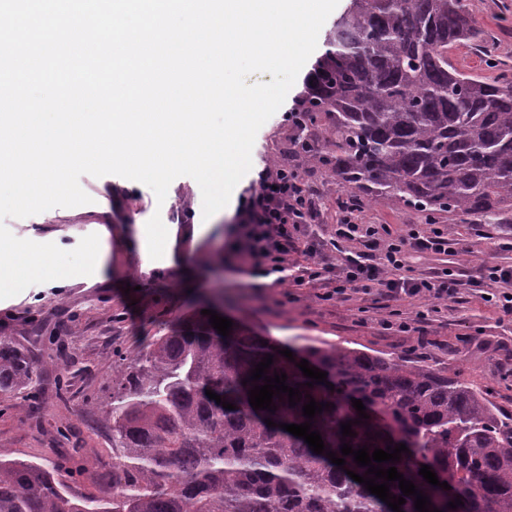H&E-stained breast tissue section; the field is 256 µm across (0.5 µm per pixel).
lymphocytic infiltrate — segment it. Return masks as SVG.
<instances>
[{"mask_svg":"<svg viewBox=\"0 0 512 512\" xmlns=\"http://www.w3.org/2000/svg\"><path fill=\"white\" fill-rule=\"evenodd\" d=\"M339 208L343 217L327 244L303 243L302 230L318 216L312 192L302 179H287L281 170L264 168L241 198L240 220L231 247L254 277H272L276 282L291 281L299 286L309 280L329 281L324 294L328 300L344 298L350 291L367 293L376 288L390 299L405 295L445 302L454 297L459 281L450 269L441 268L423 278L406 274L410 252L447 253L448 235L443 228L413 229L394 238L386 227L359 226L357 204L345 201ZM347 241L358 243V250L341 251V243ZM301 247L310 254L338 250L342 256L337 263L317 262L298 273L289 267L288 255ZM482 271L479 286L483 299L512 314V271L491 262L485 263Z\"/></svg>","mask_w":512,"mask_h":512,"instance_id":"f902f5d3","label":"lymphocytic infiltrate"}]
</instances>
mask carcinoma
Listing matches in <instances>:
<instances>
[{
  "label": "carcinoma",
  "mask_w": 512,
  "mask_h": 512,
  "mask_svg": "<svg viewBox=\"0 0 512 512\" xmlns=\"http://www.w3.org/2000/svg\"><path fill=\"white\" fill-rule=\"evenodd\" d=\"M470 0H350L325 38L297 109L290 150L376 202L401 201L431 215L478 214L495 224L512 208V82H489L455 65L450 49L480 45ZM335 120L327 152L308 137L323 114ZM304 394L255 410L242 384L266 355ZM327 372L308 387L296 363ZM42 381L29 355L0 335V395L35 394ZM211 390L236 409L209 398ZM330 403L313 418L325 450L368 452L403 443L394 466L441 512H512V415L483 392L409 353L336 348L307 340L293 360L238 325L223 336L199 312L187 315L112 365L102 408L112 435V499L74 492L49 463L0 459V512H393L365 485L367 468H340L280 423L307 421L302 406ZM377 414L359 418L351 399ZM277 423L269 427L265 419ZM354 437H342L340 423ZM426 460L462 505L419 475Z\"/></svg>",
  "instance_id": "carcinoma-1"
}]
</instances>
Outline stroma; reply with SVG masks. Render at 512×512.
<instances>
[{"label":"stroma","mask_w":512,"mask_h":512,"mask_svg":"<svg viewBox=\"0 0 512 512\" xmlns=\"http://www.w3.org/2000/svg\"><path fill=\"white\" fill-rule=\"evenodd\" d=\"M472 4L499 64L486 67L481 55L467 45L453 49L450 60L490 82L512 80V0ZM304 88V78H297L280 111L258 131L253 169H261L273 154L287 152L294 131L284 114L295 107ZM288 163L301 169L317 198L319 217L312 226L317 238L333 236L342 218L338 203L352 198L359 202L360 223L388 225L395 236L424 221L402 204L354 197L340 177L305 165L302 157L289 155ZM250 182L247 176L240 180L214 228L198 236L193 226L202 200L197 182L188 176L176 178L160 203L142 183L115 175H85L80 185L90 204L6 219L16 237L52 242L64 250L106 228L110 258L102 280L50 281L0 301V335L13 337L30 352L43 382L31 401L32 413L18 414L15 398H0V459H51L63 474L79 465L83 475L70 480L77 492L110 495L112 442L99 409L112 391L113 361L158 335L164 324L210 308L219 291L228 299L223 306L226 318L277 343L298 347L316 338L339 347L414 353L427 363L450 367L460 379L487 393L503 413L512 414V314L484 303L470 284L486 262L512 270V211L500 224L481 223L474 215H437V223L453 226L449 254L415 253L408 263L417 278L443 266L459 274V294L441 312H432L429 298L389 300L376 291L325 301L320 286L259 281L241 269L228 243L237 223L238 199ZM156 214L174 237L171 262L145 272L134 240ZM396 310L406 320L421 311L428 318L418 329L398 332L388 327Z\"/></svg>","instance_id":"stroma-1"}]
</instances>
